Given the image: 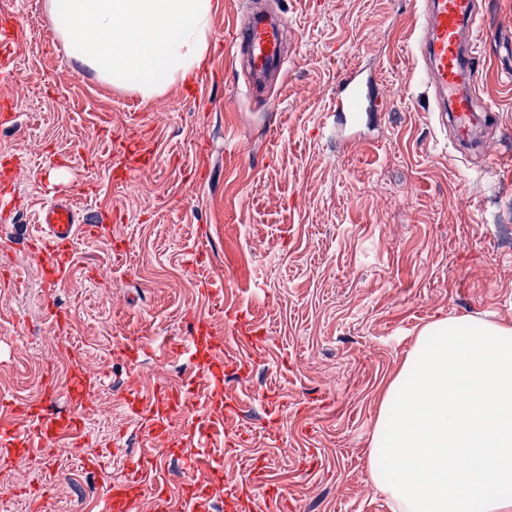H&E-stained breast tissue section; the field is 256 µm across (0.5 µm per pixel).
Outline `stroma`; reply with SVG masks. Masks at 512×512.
Returning a JSON list of instances; mask_svg holds the SVG:
<instances>
[{
    "label": "stroma",
    "mask_w": 512,
    "mask_h": 512,
    "mask_svg": "<svg viewBox=\"0 0 512 512\" xmlns=\"http://www.w3.org/2000/svg\"><path fill=\"white\" fill-rule=\"evenodd\" d=\"M288 20L286 81L266 97L247 96L220 46L244 0H213L204 67L218 71L206 105L189 86L143 99L71 60L50 24L46 0H0L26 22L18 82L0 88L19 101L25 134L0 126V154L46 163L70 153L54 177L93 183L80 217L121 219L107 238L79 236L76 264L45 289L26 257L25 234L43 200L32 178L17 184L0 241V418L17 434L25 417L12 404L40 400L52 378L65 403L70 355L101 382L79 452L12 472L0 490L14 512H29V489L45 490L49 512L96 499L129 459L168 466L171 487L186 481L163 448L136 429L121 388L145 372L180 384L190 360L167 353L194 313L224 330V312L199 290V269L224 283V302L247 309L266 352L250 372L230 375L242 410L225 430L224 474L233 481L254 460L270 463L291 512H391L371 479L370 449L383 391L420 328L450 317L512 324V171L492 173L477 148L457 150L440 133L433 95L412 77L419 24L414 0H261ZM479 105L512 157V0H482ZM360 65L391 91L385 112L360 113L349 136L336 133L329 95L339 74ZM145 138L158 159L135 192L113 182L114 149ZM209 139L201 167L196 144ZM65 309V329L48 304ZM138 359L116 358V343ZM274 394L288 409L278 435L263 429ZM109 452L108 475L86 473L81 456Z\"/></svg>",
    "instance_id": "1"
}]
</instances>
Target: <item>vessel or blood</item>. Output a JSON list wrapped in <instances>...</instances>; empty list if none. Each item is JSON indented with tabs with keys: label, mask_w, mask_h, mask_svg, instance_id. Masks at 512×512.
<instances>
[{
	"label": "vessel or blood",
	"mask_w": 512,
	"mask_h": 512,
	"mask_svg": "<svg viewBox=\"0 0 512 512\" xmlns=\"http://www.w3.org/2000/svg\"><path fill=\"white\" fill-rule=\"evenodd\" d=\"M479 0H418L420 24L417 32L419 62L415 79L433 86L439 107L440 127L450 128L455 142L470 140L479 121L478 96L480 86L477 69L480 59L478 31ZM24 16L17 11L6 12L0 18V83L10 84L15 76L14 62L22 46ZM286 20L283 16L262 11L250 14L248 22L235 23L230 36V52L234 63L244 66L246 88L250 97H261L269 78L286 80L288 60L282 51ZM364 78L360 69L349 68L339 76L330 109L355 118L361 108L385 111L389 98L376 93L365 98ZM154 155L140 141H128L125 148L114 153L112 165L121 183L131 186L139 169L155 164ZM4 166L8 183L33 176H45L39 164L21 154H12L0 163ZM93 186L84 182L76 185L73 196H61L52 188H45V202L39 212L41 233L27 243V256L35 261L46 287L52 288L69 274L72 248L79 233L99 235L103 224L81 225L74 196L92 192ZM224 335H217L205 316L197 314L191 320L187 337L179 346L199 361L210 388L208 395L198 398L184 386L155 385L144 387L140 380H132L121 394L124 405L138 416L140 430L157 446L176 452L185 472L205 473L207 480L198 484H183L179 494H172L162 468L153 461L139 459L130 462L122 476L110 481L102 500L101 512H139L143 489L155 495L153 506L157 512H199L202 500H222L230 512H250L256 486H271L270 473L260 470L247 481L234 482L224 476L222 455L216 454L223 445L225 423L240 410L237 393L225 390L226 372H247L253 359L247 354H230L226 336L249 337L251 345L262 342L255 336L240 308L224 312ZM92 379L80 367H73L67 387V398L80 406L92 402ZM55 388L45 385L44 400L26 406L30 419L26 437H12L9 429L0 430L4 447L0 448V462H8L11 455L38 448L51 453L60 451L57 438L62 429L82 427L83 420L71 411L57 410L53 404Z\"/></svg>",
	"instance_id": "vessel-or-blood-1"
}]
</instances>
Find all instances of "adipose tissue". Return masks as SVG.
Instances as JSON below:
<instances>
[{"mask_svg":"<svg viewBox=\"0 0 512 512\" xmlns=\"http://www.w3.org/2000/svg\"><path fill=\"white\" fill-rule=\"evenodd\" d=\"M69 59L143 98L195 76L208 50L211 0H47Z\"/></svg>","mask_w":512,"mask_h":512,"instance_id":"adipose-tissue-1","label":"adipose tissue"}]
</instances>
